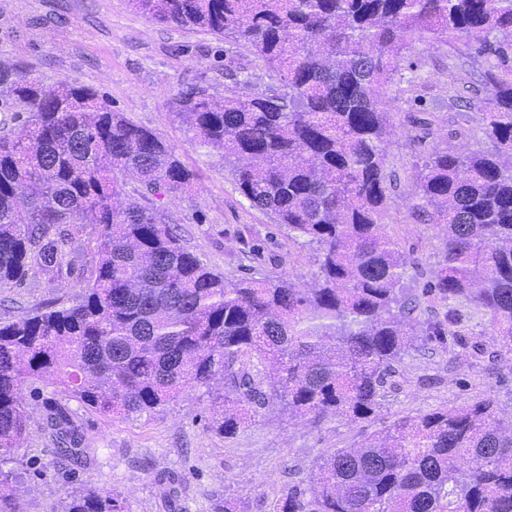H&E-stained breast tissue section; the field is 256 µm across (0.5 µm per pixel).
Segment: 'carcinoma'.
Instances as JSON below:
<instances>
[{
	"label": "carcinoma",
	"mask_w": 512,
	"mask_h": 512,
	"mask_svg": "<svg viewBox=\"0 0 512 512\" xmlns=\"http://www.w3.org/2000/svg\"><path fill=\"white\" fill-rule=\"evenodd\" d=\"M168 25L254 49L276 85L214 102L181 92L191 143L218 152L240 193L319 251L314 287L291 276L228 282L181 245L162 206L123 196L135 181L159 200L197 182L154 131L92 87L45 89L0 65V289L32 268L83 277L70 306L0 325V458L29 423L25 379L49 378L87 409L128 419L160 413L190 389L224 383L212 428L234 434L260 409L312 423L369 418L414 337H459L465 305L489 316L512 363V0H130ZM482 60L491 96L480 135L434 150L415 209L444 230L422 295L400 288L406 259L384 233L392 100L383 88L415 42ZM91 260L76 255L79 233ZM427 297L445 308L416 329ZM273 384L264 387L262 373ZM66 459L81 437L51 418ZM0 512H19L8 479ZM61 512H123L119 498L80 494ZM276 512H512V419L489 397L402 417L352 448L324 454L307 491Z\"/></svg>",
	"instance_id": "obj_1"
}]
</instances>
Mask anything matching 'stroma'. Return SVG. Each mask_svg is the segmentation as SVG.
<instances>
[{"mask_svg":"<svg viewBox=\"0 0 512 512\" xmlns=\"http://www.w3.org/2000/svg\"><path fill=\"white\" fill-rule=\"evenodd\" d=\"M449 48L416 44L414 69L388 84L393 101V134L387 152L392 176L385 233L404 254L403 287L419 290L434 275L443 232L417 219L413 205L417 172L432 148L470 149L448 136V86L469 107L471 128L480 115L470 102L480 64L448 63ZM0 63L20 67L41 84L78 82L94 87L133 123L174 145L181 161L200 173L193 191L164 198L163 205L182 244L226 281L284 273L309 282L317 268L316 246L291 238L241 195L220 155L190 143L172 99L190 88L207 89L222 101L231 89L257 95L271 85L249 47L216 39L200 30L156 23L136 12L129 0H0ZM238 70L249 82L237 87L227 73ZM424 93L425 105L413 102ZM76 282L39 275L26 285L0 289V322H11L54 301L70 302ZM465 344L431 343L408 349L386 387L387 396L367 420L332 418L319 423L263 411L236 433L209 427L221 383L188 392L154 416L107 419L69 398L56 385L25 382L22 396L30 413L28 431L8 467L14 473L23 512H60L66 498L94 487L119 497L124 512H215L223 501L243 512H275L292 489L308 488L320 457L357 445L404 416L492 397L503 415L512 414V369L501 358L488 316L468 312L460 327ZM481 352L473 354L470 345ZM66 408L83 437L84 456L61 461L51 407Z\"/></svg>","mask_w":512,"mask_h":512,"instance_id":"1","label":"stroma"}]
</instances>
